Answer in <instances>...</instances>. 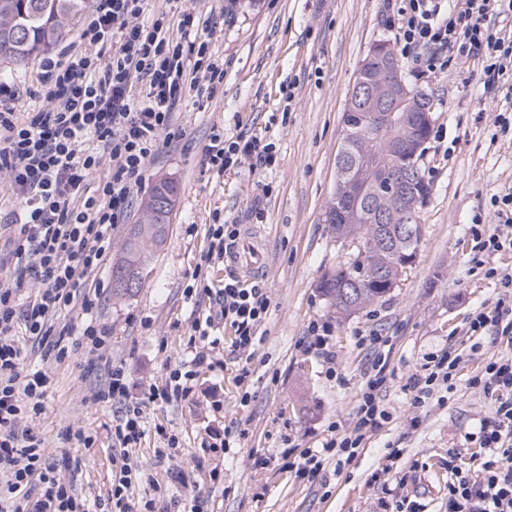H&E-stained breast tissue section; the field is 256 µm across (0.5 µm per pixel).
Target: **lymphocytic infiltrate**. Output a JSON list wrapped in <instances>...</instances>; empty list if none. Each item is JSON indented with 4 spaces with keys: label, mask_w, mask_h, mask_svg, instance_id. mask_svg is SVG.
Listing matches in <instances>:
<instances>
[{
    "label": "lymphocytic infiltrate",
    "mask_w": 512,
    "mask_h": 512,
    "mask_svg": "<svg viewBox=\"0 0 512 512\" xmlns=\"http://www.w3.org/2000/svg\"><path fill=\"white\" fill-rule=\"evenodd\" d=\"M145 0H93L78 41L41 61L40 84L48 108L20 113L19 91L0 80V181L13 204L0 217L7 234L8 266L0 276V512H90L87 502L52 474L44 461V443L27 421L43 407L51 381L40 370L24 367L25 337L69 335L57 327L62 313L81 308L88 319L81 334L90 350L108 342L105 329L89 316L96 301L85 289L112 252V233L130 213L135 186L146 178L162 142L178 137L174 115L186 98L195 105L224 86V60L208 39L194 38L193 14L180 16V37H173L167 13L143 20ZM512 16V0H402L395 19L402 53L427 71H441L449 56L479 58L486 91L512 96V34L495 20ZM256 167L275 163L272 147L256 139L224 140L214 135L202 150V162L223 176L238 158ZM496 228H472L478 251L495 255L512 250V192L493 197ZM191 296L214 294L216 315L235 331L242 352L256 343V330L269 300L263 288L242 287L235 277L212 292L202 271H195ZM36 292L19 303V288ZM378 354L374 373L361 390L355 423L326 443L324 455L301 454L291 468L314 476L325 455L352 458L367 434L378 431L390 415L379 391L384 383L388 341L369 339ZM457 358L437 357L435 369L413 378V407H422L454 377ZM206 347L180 364L165 390H149L130 403L123 367H112L97 401H115L124 410L112 435L122 448L120 470H131L130 452L142 433L143 408L157 400L189 393L199 368H214ZM496 405L480 423L481 452L476 464L481 480L470 479L449 457L448 512H512V351L490 359L472 380Z\"/></svg>",
    "instance_id": "1"
}]
</instances>
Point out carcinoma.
<instances>
[{"label":"carcinoma","mask_w":512,"mask_h":512,"mask_svg":"<svg viewBox=\"0 0 512 512\" xmlns=\"http://www.w3.org/2000/svg\"><path fill=\"white\" fill-rule=\"evenodd\" d=\"M86 0H0V64L16 68L25 66L31 59L51 49L67 38L73 31ZM341 143L348 145L359 157L370 158L382 148L383 137L379 127L362 112H344ZM425 201L415 208L411 231L403 238H392L388 225L375 224L364 212L361 204L351 201L340 185L326 206L325 223L331 233L341 231L355 244L356 253L346 263L324 272L318 289L334 313L340 316L351 314L348 301L341 296V286L351 281L359 283L363 297L358 304L362 309L392 291L391 286L378 280L374 273L384 269L399 280L407 269L406 259L416 256L422 236L421 211ZM143 224L131 225L124 238L120 256L113 264L132 269L136 285L119 288L112 285V295L126 297L135 295L142 286L143 271L149 258V248L156 247L165 238L167 227L150 233L153 216L145 210Z\"/></svg>","instance_id":"obj_1"}]
</instances>
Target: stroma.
Listing matches in <instances>:
<instances>
[{
    "mask_svg": "<svg viewBox=\"0 0 512 512\" xmlns=\"http://www.w3.org/2000/svg\"><path fill=\"white\" fill-rule=\"evenodd\" d=\"M172 6L201 20L199 36L211 37L224 58V88L205 109L177 112L181 136L161 144L134 190L127 223L112 234L113 245H120L129 225L141 222V203L158 180L177 183L169 231L149 256L139 292L113 299L111 266L97 276L93 316L110 333L106 346L89 352L74 334L64 338L67 354L60 360L52 341L28 344L26 367L52 378L43 410L30 423L45 443L47 465L79 496L110 497L120 477L110 431L118 408L95 401L94 394L112 366H123L138 396L164 388L172 369L189 359L201 336L194 322L205 319L209 302L193 304L185 290L208 247L205 226L218 214L264 234L269 260L260 285L268 313L249 355L235 351L224 322L214 321L206 335L222 369L201 371L189 394L147 405L143 435L132 451L131 502L153 501L156 512H379V498L407 496L424 512H448V453L456 451L463 471L478 478L475 435L495 405L494 396L471 380L507 348L506 337L495 332L470 335L468 322L503 295L487 269L512 271V252H478L470 233L476 217L496 225L490 200L512 189V138L497 124L512 102L485 90L473 59H451L432 74L401 57L410 87L434 104L420 161L432 188L422 236L397 288L339 318L317 283L355 249L331 237L325 210L336 187L348 91L370 47L397 38L385 23L387 0H254L245 7L229 0H147L146 13ZM1 77L15 80L19 110L45 108L38 61L20 69L0 65ZM218 133L273 144L275 165L261 170L245 158L213 179L202 165V149ZM314 322L329 324L335 364L311 348ZM366 336L388 338L391 346L380 393L391 419L365 438L352 462L331 457L316 478L296 476L289 457L321 452L332 424L352 426L374 359L361 343ZM447 352L460 359L451 390L413 408L412 374ZM244 371L249 377L242 385ZM414 415L419 424L413 428L408 420ZM226 430L231 449L212 448ZM80 431L93 435L90 447L77 441ZM168 433L177 435L178 448H167ZM394 448L401 458L384 485L374 484Z\"/></svg>",
    "mask_w": 512,
    "mask_h": 512,
    "instance_id": "1",
    "label": "stroma"
}]
</instances>
